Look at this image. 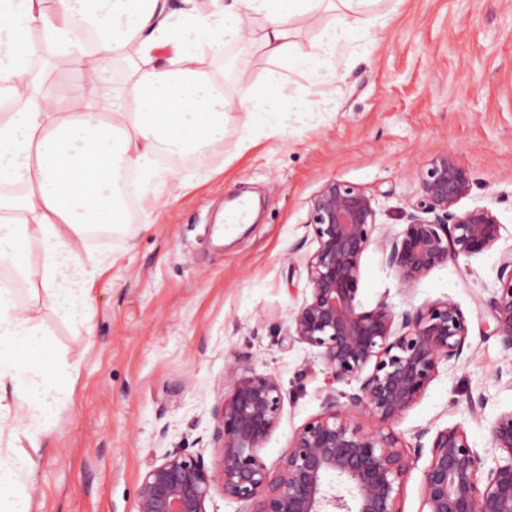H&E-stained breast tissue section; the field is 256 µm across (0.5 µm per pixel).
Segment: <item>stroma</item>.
Instances as JSON below:
<instances>
[{
  "mask_svg": "<svg viewBox=\"0 0 512 512\" xmlns=\"http://www.w3.org/2000/svg\"><path fill=\"white\" fill-rule=\"evenodd\" d=\"M376 10L373 52L336 57L335 110L289 116L283 138L228 123L191 186L170 180L131 198L138 235L87 237L96 264L82 319L61 317L49 291L19 288L72 380L70 397L42 419L40 447L0 432L1 449L34 461L30 512H136L151 462L182 449L213 465L212 411L230 390L224 367L237 358L282 386L279 422L260 450L277 466L294 431L343 389L288 337L290 313L309 295L311 202L334 179L377 203L374 241L361 258L362 306L383 300L400 312L450 299L466 320L461 359L441 369L397 432L411 446L417 429L460 424L482 456L497 459L490 428L512 410V387L497 378L506 360L485 303L500 286L499 255L512 248V0H380ZM206 64L236 102L253 98L269 66L251 44L226 46ZM242 70L249 80L239 79ZM244 137L251 144L242 151ZM443 153L473 181L458 210L487 208L502 237L405 286L378 241L402 229L420 199V171ZM479 396L487 404L475 420L468 402Z\"/></svg>",
  "mask_w": 512,
  "mask_h": 512,
  "instance_id": "obj_1",
  "label": "stroma"
}]
</instances>
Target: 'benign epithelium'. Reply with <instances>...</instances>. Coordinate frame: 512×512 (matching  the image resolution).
I'll use <instances>...</instances> for the list:
<instances>
[{"label": "benign epithelium", "instance_id": "obj_1", "mask_svg": "<svg viewBox=\"0 0 512 512\" xmlns=\"http://www.w3.org/2000/svg\"><path fill=\"white\" fill-rule=\"evenodd\" d=\"M421 198L403 230L379 241L385 262L410 286L433 269L490 250L502 225L484 207L460 211L472 180L454 156L442 154L419 175ZM377 224L374 198L339 180L322 185L310 225L317 247L305 261L309 297L291 313L289 338L316 351L333 383H356L347 402L327 396L321 414L293 433L278 466L259 450L278 424L283 396L277 378L231 364V388L214 408L220 443L216 467L180 451L151 464L140 482L136 512H207L217 491L254 505L253 512H403L402 487L417 461L422 471L418 512H512V411L490 430L491 447L508 456L486 466L461 425L437 430L430 446L416 435L404 453L395 425L439 376L453 367L467 338L465 317L448 300L399 313L385 301L366 309L358 299L361 257ZM500 288L489 301L493 334L512 354V249L501 254ZM364 413L381 426L365 430Z\"/></svg>", "mask_w": 512, "mask_h": 512}]
</instances>
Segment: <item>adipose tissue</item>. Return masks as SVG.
Wrapping results in <instances>:
<instances>
[{
    "mask_svg": "<svg viewBox=\"0 0 512 512\" xmlns=\"http://www.w3.org/2000/svg\"><path fill=\"white\" fill-rule=\"evenodd\" d=\"M375 0H0V420L31 445L42 437V414L70 387L41 337L37 317L17 298V284L51 291L63 316L89 305L88 230L125 220V181L163 180L164 157H196L224 141L231 112L245 126L287 132L285 117L318 111L338 51L367 39L358 14ZM323 25L305 44L293 24ZM99 34L93 52L76 37L83 26ZM66 58L76 80L65 98L41 91L32 78L33 32ZM256 41L270 68L250 101L232 105L223 84L204 65L225 45ZM128 66L118 87L104 83L116 60ZM309 75L315 98L289 93L284 70ZM24 453H0V512H27Z\"/></svg>",
    "mask_w": 512,
    "mask_h": 512,
    "instance_id": "ef3b65f1",
    "label": "adipose tissue"
}]
</instances>
